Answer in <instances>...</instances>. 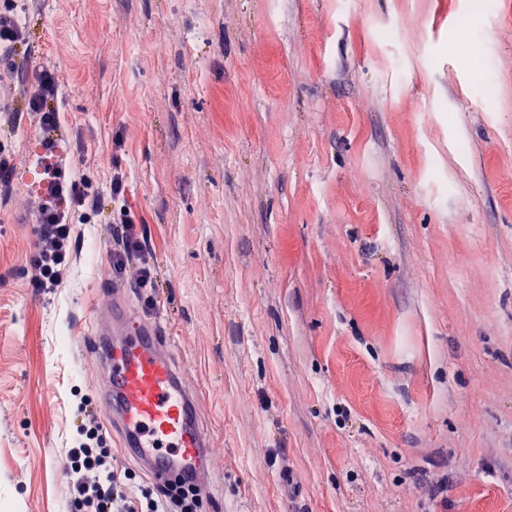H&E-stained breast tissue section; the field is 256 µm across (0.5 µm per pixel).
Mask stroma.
Segmentation results:
<instances>
[{
  "mask_svg": "<svg viewBox=\"0 0 512 512\" xmlns=\"http://www.w3.org/2000/svg\"><path fill=\"white\" fill-rule=\"evenodd\" d=\"M21 20L17 62L58 78V167L101 191L120 167L127 191L74 217L67 275L37 289L27 168L0 187V512H69L78 430L107 420L75 338L123 206L156 269L129 303L202 399L201 512H512V0H28Z\"/></svg>",
  "mask_w": 512,
  "mask_h": 512,
  "instance_id": "stroma-1",
  "label": "stroma"
}]
</instances>
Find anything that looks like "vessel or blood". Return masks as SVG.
I'll use <instances>...</instances> for the list:
<instances>
[{"instance_id":"vessel-or-blood-1","label":"vessel or blood","mask_w":512,"mask_h":512,"mask_svg":"<svg viewBox=\"0 0 512 512\" xmlns=\"http://www.w3.org/2000/svg\"><path fill=\"white\" fill-rule=\"evenodd\" d=\"M94 354L108 426L125 454L158 483L175 477L214 494L210 438L198 394L176 363L169 336L155 321H140L122 289L107 302L83 338Z\"/></svg>"}]
</instances>
